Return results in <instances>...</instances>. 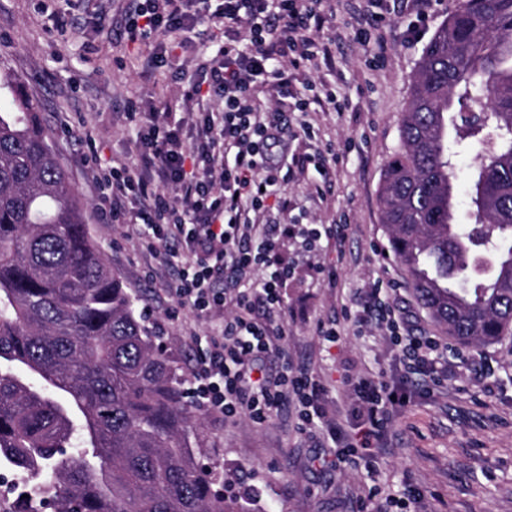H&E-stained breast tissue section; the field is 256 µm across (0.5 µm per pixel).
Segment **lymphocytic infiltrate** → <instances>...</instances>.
Returning a JSON list of instances; mask_svg holds the SVG:
<instances>
[{
  "label": "lymphocytic infiltrate",
  "instance_id": "lymphocytic-infiltrate-1",
  "mask_svg": "<svg viewBox=\"0 0 512 512\" xmlns=\"http://www.w3.org/2000/svg\"><path fill=\"white\" fill-rule=\"evenodd\" d=\"M203 2L148 0L130 16L124 34L131 42L159 32L174 44H190L210 20L223 25L224 45L218 58L195 69L213 102L195 145H188L181 123L149 113L150 131L140 139L136 162L109 168L100 208L142 221L153 241H173L184 251L171 285L180 306L200 319L220 307L234 310L208 339L195 375L197 406L261 424L292 403L298 430H319L342 468L358 449L389 448V425L407 405L406 393L370 377L347 379L364 417L352 434L330 417L319 379L303 372L269 379L256 368L279 351L284 328L275 318L285 310L282 288L289 275L286 265L271 261L285 229L268 222L266 200L284 182L285 167L302 170L313 162L311 154L289 157L279 150L282 127L264 99L298 98L300 76L318 70L327 57L326 43L312 36L322 24L321 0H223L210 15L202 12ZM346 318L358 331L371 324L386 330L403 376L424 391L441 384L442 342L383 303L379 289L366 290Z\"/></svg>",
  "mask_w": 512,
  "mask_h": 512
}]
</instances>
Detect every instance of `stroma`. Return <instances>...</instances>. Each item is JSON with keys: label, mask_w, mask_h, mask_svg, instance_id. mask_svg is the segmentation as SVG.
<instances>
[{"label": "stroma", "mask_w": 512, "mask_h": 512, "mask_svg": "<svg viewBox=\"0 0 512 512\" xmlns=\"http://www.w3.org/2000/svg\"><path fill=\"white\" fill-rule=\"evenodd\" d=\"M460 0H435L418 39L407 37V16L381 8L379 31L386 41L382 60L373 46L354 39L356 0H324L325 22L343 36L331 44V64L315 73L336 94L339 110L288 115V150L294 154L333 151L335 167L295 171L285 187L287 207L270 198L267 218L293 226L280 258L291 275L282 293L287 308L283 344L287 360L269 358L268 375L282 367L304 370L327 387L330 406H347L344 374L400 383L395 351L375 328L356 332L343 319L354 306L356 289L394 282L415 326L440 335V328L417 302L409 277L388 257L389 232L382 222L378 190L388 159L400 146V120L410 97L423 51ZM133 0H0V73L21 81L24 97L41 106V123L59 164L84 204L92 237L127 292L137 296L145 321L176 360L181 374L194 379L198 361L223 312L207 320L179 306L170 285L175 267L150 254L136 227L105 222L97 202L104 191L103 166L136 159L138 122L125 118L129 103L141 111L197 112L185 100L183 70L194 67L200 50H179L178 66L143 72L140 60L158 38L128 42L121 30ZM223 38L211 39L215 56ZM457 215L469 221L470 178L479 161L478 146L455 149ZM348 229L342 247L321 238L304 241L306 225L335 229L340 216ZM336 319L341 336L332 343L319 323ZM462 346L449 342L443 360L457 377L431 395L413 391V403L390 427V454L371 466L336 470L332 451L316 436L296 429L295 411L283 408L266 422L234 420L196 410L193 438L199 461L223 472L234 492L249 491L243 512H375L386 497L413 499L415 512H512V334L483 347V369L494 386L485 396L456 364Z\"/></svg>", "instance_id": "obj_1"}]
</instances>
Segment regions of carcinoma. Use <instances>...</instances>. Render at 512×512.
I'll list each match as a JSON object with an SVG mask.
<instances>
[{
  "mask_svg": "<svg viewBox=\"0 0 512 512\" xmlns=\"http://www.w3.org/2000/svg\"><path fill=\"white\" fill-rule=\"evenodd\" d=\"M488 113L458 121L456 106ZM382 219L419 303L450 338L512 331V0H462L418 65ZM483 148L474 223L456 220L449 139ZM0 462L54 512H233L199 468L172 359L89 235L39 106L0 114Z\"/></svg>",
  "mask_w": 512,
  "mask_h": 512,
  "instance_id": "1",
  "label": "carcinoma"
}]
</instances>
